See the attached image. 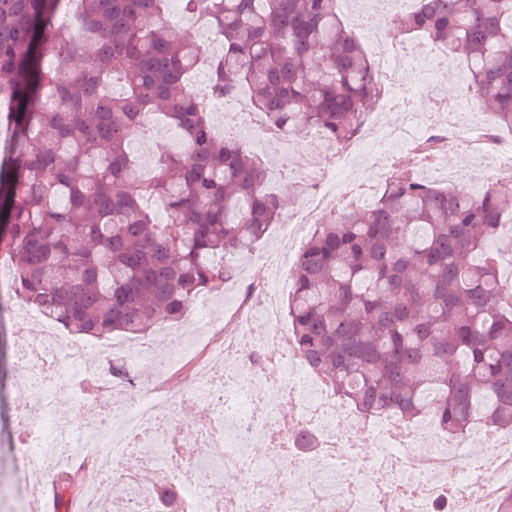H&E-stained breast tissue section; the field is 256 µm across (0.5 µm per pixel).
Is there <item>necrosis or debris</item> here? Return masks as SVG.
<instances>
[{"instance_id": "1", "label": "necrosis or debris", "mask_w": 512, "mask_h": 512, "mask_svg": "<svg viewBox=\"0 0 512 512\" xmlns=\"http://www.w3.org/2000/svg\"><path fill=\"white\" fill-rule=\"evenodd\" d=\"M422 50L421 44H407L379 64L388 81L389 100L403 106L389 137H368L356 148L325 143L311 151L312 172L302 179L295 208L300 218L296 232H303L322 208L370 202L391 174L389 160L398 145L407 149L422 141L447 152L460 144L470 148L483 143L499 176L512 181V134H489L485 121L478 119L465 124L452 119L437 126L429 115L410 108L421 87H400L393 77L401 64L419 58ZM236 106L233 118L249 134L257 157L290 156L292 138L273 136L256 120L246 99H238ZM360 147L372 154L376 171L371 184L355 196L346 185L344 169ZM257 308L272 313L276 302L258 299L252 288L242 295L214 356L203 357L201 370L182 386L181 398L201 405L208 417L207 424L193 433L167 422L157 398L159 378L139 379L141 396L133 401L127 397L126 383L114 382L104 371L111 358L120 356L132 364L151 354V347L135 352L92 350L45 336L30 318H15L18 361L30 373L26 393L17 397L27 455L45 459L90 448L100 458L123 461L116 477L132 486V495L108 501L98 476L91 475L81 512H101L105 506L110 512H155L148 489L139 481L142 465L130 459L135 448L147 449L149 461L173 463L172 475L191 499L193 512H269L264 490L272 483L284 488L280 512H432L440 502L448 505L449 512H499L500 492L512 488L511 433L482 428L474 438L451 440L431 416L413 425L390 414L361 417L337 402L334 392L296 352L289 330L253 327L252 312ZM66 365L76 367L89 381L91 396L112 406L92 431L66 429L60 421L65 402L48 395L53 378ZM285 402L297 410L290 423L278 416ZM341 420L348 421L346 430H339ZM301 423L321 441L317 453L306 460L316 474L314 482L306 485L293 483L290 475L299 464L291 438ZM473 440L494 450L475 466L461 456L462 448ZM252 447L266 449V456L248 460ZM215 448L223 449L225 465L247 468L242 481L220 499L204 492L196 469L178 464L186 456L210 457Z\"/></svg>"}]
</instances>
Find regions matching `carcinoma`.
I'll use <instances>...</instances> for the list:
<instances>
[{
	"label": "carcinoma",
	"mask_w": 512,
	"mask_h": 512,
	"mask_svg": "<svg viewBox=\"0 0 512 512\" xmlns=\"http://www.w3.org/2000/svg\"><path fill=\"white\" fill-rule=\"evenodd\" d=\"M168 2L0 0V253L15 295L73 335L139 337L183 320L281 219L266 166L235 132L215 135L206 100L245 90L280 134L343 146L383 95L337 0H178L223 44L207 59ZM390 24L461 55L493 128L512 130V0H411ZM158 123L182 140L146 179L137 142ZM506 224L512 204L492 185L474 195L391 177L309 238L287 303L295 350L367 417L432 413L450 438L477 419L512 431V288L491 248ZM293 445L305 456L319 439L301 428ZM56 487L74 498L78 474H56ZM151 494L185 512L179 485Z\"/></svg>",
	"instance_id": "carcinoma-1"
}]
</instances>
